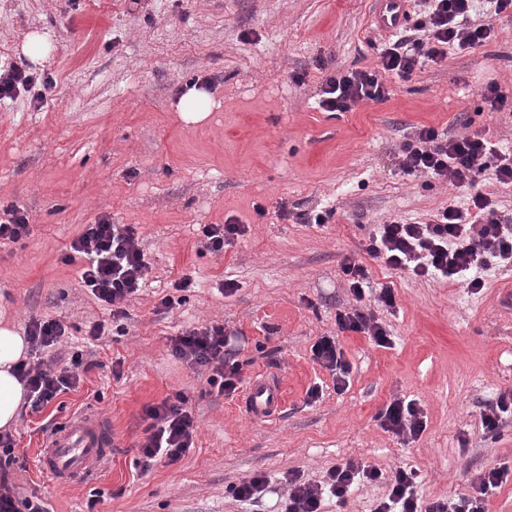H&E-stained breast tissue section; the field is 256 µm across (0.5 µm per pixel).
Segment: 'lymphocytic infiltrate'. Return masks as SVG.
I'll return each instance as SVG.
<instances>
[{"label":"lymphocytic infiltrate","instance_id":"lymphocytic-infiltrate-1","mask_svg":"<svg viewBox=\"0 0 512 512\" xmlns=\"http://www.w3.org/2000/svg\"><path fill=\"white\" fill-rule=\"evenodd\" d=\"M475 2L413 0L415 22L396 32L382 50L376 70L356 68L328 77L321 85L319 108L334 115L361 103L384 101L389 91L383 73L393 72L408 80L417 68L441 63L450 49L483 46L491 38L492 29L474 22ZM54 86L47 75L41 77L16 66L0 69L1 102L27 92L41 106ZM397 162L406 174L469 189V198L465 206L448 204L424 222L393 220L378 225L365 247L370 257L382 260L390 269L404 270L418 278H437L474 292L484 288L482 273L491 265H512V216L501 211L476 180L477 174L487 172L496 182L512 185L511 149L498 147L479 132L448 137L434 128L420 126L402 143ZM70 248L82 261L79 278L83 288L110 306L113 319L126 317L125 301L146 285L151 272L136 225L101 218L85 225ZM341 269L356 305L337 312L338 334L359 333L376 346L390 347L392 338L386 326L361 303L369 295L377 306L394 308L393 287L385 284L372 288L370 272L356 256L344 257ZM227 344L224 327L217 323L172 337L171 353L205 375L208 385L230 397L243 389L242 366ZM311 353L313 361L333 372L337 391L346 390L350 365L336 336L320 337ZM82 365L83 356L76 353L68 365L57 369L22 361L14 370L27 389L31 410L38 413L61 394L78 388ZM187 402V397L179 394L145 408L149 425L137 461L142 470H149L161 460L176 464L193 447L197 423ZM377 419L384 431L407 441L418 439L426 428L422 409L415 401L401 397L393 398ZM14 460V440L10 434L1 433L0 512H46L37 497L17 499L14 489L3 479V471ZM511 473L505 465L492 468L480 476L475 496L464 495L422 508L418 505L415 474L400 468L391 476L388 494L375 512H484L483 494L501 486ZM381 476L374 465L353 460L329 468L325 481L317 484L288 472L285 512H323L326 497L345 499L359 483Z\"/></svg>","mask_w":512,"mask_h":512}]
</instances>
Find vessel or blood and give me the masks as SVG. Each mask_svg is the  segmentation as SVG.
<instances>
[{
	"label": "vessel or blood",
	"instance_id": "vessel-or-blood-1",
	"mask_svg": "<svg viewBox=\"0 0 512 512\" xmlns=\"http://www.w3.org/2000/svg\"><path fill=\"white\" fill-rule=\"evenodd\" d=\"M409 0H375L373 24L382 32H394L406 22ZM242 402L257 421L278 414L284 405V390L278 377L262 376L247 386ZM112 423L105 416L88 412L71 417L47 432L38 458L40 471L57 483L70 485L97 479L112 456Z\"/></svg>",
	"mask_w": 512,
	"mask_h": 512
}]
</instances>
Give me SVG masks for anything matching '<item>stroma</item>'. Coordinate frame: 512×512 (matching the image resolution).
Segmentation results:
<instances>
[{
	"label": "stroma",
	"instance_id": "1",
	"mask_svg": "<svg viewBox=\"0 0 512 512\" xmlns=\"http://www.w3.org/2000/svg\"><path fill=\"white\" fill-rule=\"evenodd\" d=\"M374 9L375 0H0V64L56 82L43 107L27 93L0 106V206L23 208L32 224L25 240L0 243V319L21 328L58 320L65 336L38 358L61 366L84 350L98 362L77 391L20 414L8 471L19 495L38 496L47 512H282L288 472L318 482L352 459L382 478L346 500L326 498L324 512H374L400 467L417 472L427 504L469 492L489 468H512V413L493 435L480 420L512 393V266H491L474 293L364 251L379 224L420 221L467 200L399 169L415 127L479 130L512 148V116L486 111L482 99L489 81L512 86V9L480 11L477 22L495 30L483 47L449 50L408 81L386 76L388 100L322 112L327 76L376 66L389 36L375 30ZM32 29L52 41L36 64L18 49ZM203 76L212 116L184 124L177 103ZM284 207L291 219L280 218ZM311 210L333 216L295 222ZM103 217L137 225L152 267L119 325L82 287L79 263L64 261L84 225ZM228 220L246 234L224 252L203 249L204 226ZM350 254L373 284L394 289L395 308L378 311L391 347L336 332L337 312L355 304L341 272ZM185 278L189 287L176 289ZM166 296L172 308L161 306ZM97 322L106 332L93 341ZM210 323L223 325L244 382L282 380L276 418L252 420L241 395L211 391L172 357L170 337ZM332 335L351 366L341 393L311 358L312 345ZM179 393L198 422L195 444L177 464L141 471L144 409ZM396 396L426 415L415 441L377 421ZM90 411L112 420V458L93 482L60 486L36 465L44 428ZM257 471L270 485L256 510L233 488Z\"/></svg>",
	"mask_w": 512,
	"mask_h": 512
}]
</instances>
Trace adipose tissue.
I'll list each match as a JSON object with an SVG mask.
<instances>
[{"instance_id": "1", "label": "adipose tissue", "mask_w": 512, "mask_h": 512, "mask_svg": "<svg viewBox=\"0 0 512 512\" xmlns=\"http://www.w3.org/2000/svg\"><path fill=\"white\" fill-rule=\"evenodd\" d=\"M27 350V342L15 328L0 326V430L14 427L25 390L11 369Z\"/></svg>"}]
</instances>
